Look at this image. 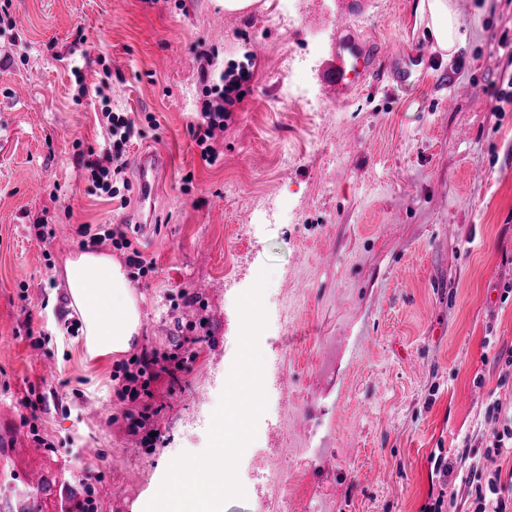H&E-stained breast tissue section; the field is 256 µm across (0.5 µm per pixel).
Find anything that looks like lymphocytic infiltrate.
Wrapping results in <instances>:
<instances>
[{"label":"lymphocytic infiltrate","instance_id":"lymphocytic-infiltrate-1","mask_svg":"<svg viewBox=\"0 0 512 512\" xmlns=\"http://www.w3.org/2000/svg\"><path fill=\"white\" fill-rule=\"evenodd\" d=\"M250 79L249 73L228 72L219 84L210 89L212 99L202 112L195 116L191 126L192 137L200 148L203 160L214 161L218 153L212 145L213 139L223 133L232 116V108L242 99V86ZM101 123L107 134V141L97 159L87 166L89 179L101 195L114 199L120 196L119 184L127 167L128 147L138 134L139 128L129 113L105 110ZM81 237L88 245L110 244L123 251L128 264L134 266L139 276L154 273V260L146 258L128 238L122 225H84ZM185 361L173 366L160 365L158 355L153 351H142L134 361L133 369L124 371L122 399L138 400L142 392L148 391L152 382L167 378L169 383L179 381L186 372ZM485 423L491 432L484 446L466 445L460 458L448 460L443 454H431V472L438 479V488L429 492V501L422 512H446L450 502H460L464 512H512V471L488 469L489 461L496 457L512 454V407L506 408L500 402H493L485 412Z\"/></svg>","mask_w":512,"mask_h":512}]
</instances>
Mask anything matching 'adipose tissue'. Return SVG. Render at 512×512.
Segmentation results:
<instances>
[{"label":"adipose tissue","instance_id":"adipose-tissue-1","mask_svg":"<svg viewBox=\"0 0 512 512\" xmlns=\"http://www.w3.org/2000/svg\"><path fill=\"white\" fill-rule=\"evenodd\" d=\"M438 46L456 51L461 42L450 0H418ZM71 308L82 323L89 358L127 353L143 328L141 296L122 261L108 252L84 251L68 257L60 273Z\"/></svg>","mask_w":512,"mask_h":512}]
</instances>
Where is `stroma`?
<instances>
[{
    "instance_id": "35a3bbf8",
    "label": "stroma",
    "mask_w": 512,
    "mask_h": 512,
    "mask_svg": "<svg viewBox=\"0 0 512 512\" xmlns=\"http://www.w3.org/2000/svg\"><path fill=\"white\" fill-rule=\"evenodd\" d=\"M416 0H365L351 31L406 52V83L330 99L317 73L342 0H11L0 12V415L10 464L41 470L96 512H142L173 458L205 451L233 369L239 297L264 268L267 387L236 468L245 496L223 512H421L429 456L457 458L486 407L512 404V102L496 92L512 55V0H452L463 41L436 48ZM430 55H423V48ZM295 62H288L289 49ZM208 60H199V52ZM109 80L110 100L79 95ZM249 91L202 159L190 133L205 88L230 69ZM302 71L306 99L280 101ZM131 113L141 154L166 170L150 235L99 196L85 165L105 109ZM57 239L39 242L37 222ZM82 224H120L153 277L141 348L189 358L179 384L120 400L124 356L89 360L57 271ZM40 347H32L31 337ZM46 399L22 403L28 383ZM96 410L86 421L87 410ZM153 410L145 448L127 413ZM52 449L34 455L23 421ZM277 460L287 491L260 477Z\"/></svg>"
}]
</instances>
